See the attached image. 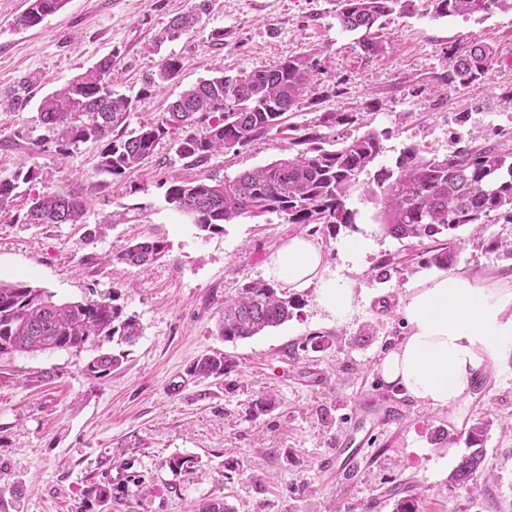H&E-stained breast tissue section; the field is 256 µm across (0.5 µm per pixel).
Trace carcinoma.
Returning <instances> with one entry per match:
<instances>
[{
  "label": "carcinoma",
  "mask_w": 512,
  "mask_h": 512,
  "mask_svg": "<svg viewBox=\"0 0 512 512\" xmlns=\"http://www.w3.org/2000/svg\"><path fill=\"white\" fill-rule=\"evenodd\" d=\"M208 0L177 18L158 38L157 44L177 37L202 20ZM438 17H467L487 13L506 0H433ZM66 4V0H28L16 18L20 28H30ZM414 10L413 0H336V19L346 32L370 33L381 20ZM496 54L489 44H472L452 53L448 73L436 81L477 91L486 90V77ZM181 65L174 56L160 64V83L177 78ZM310 54L299 53L270 66L235 76L224 74L204 79L184 90L158 119L136 130L127 118L134 100L112 89V57L101 59L83 74L46 96L39 106V121L47 136L31 152L50 142L60 156L88 141L101 143L98 171L112 177L135 173L153 155L158 140L201 125L204 134L178 140L177 151L197 162L218 152L245 147L263 136L287 134L288 152L233 179L207 178L173 181L166 200L188 215L203 232L219 233L235 219L278 213L290 224H324L334 228L350 224L347 207L360 175L383 151L384 134L367 131L345 140L333 149L322 146V137L304 125H284V115L301 107L313 80ZM40 166L26 159L12 175L0 178V210L15 204L20 187L36 181ZM373 182L379 190L381 229L398 240L448 238V246L419 254L422 264L447 270L459 257L454 232L474 227L477 247L500 251L512 259V242L484 237L485 219L496 214L512 223V144L483 138L476 146L460 147L444 157L425 158L414 147L401 153L395 168H381ZM84 199L62 189L32 198L23 213L24 224H79ZM166 249L158 238L128 243L112 256V262L129 267L144 266ZM118 292L102 294L89 290L80 301L56 302L47 291L24 281L0 282V362L15 356L43 352L93 351L84 365L95 379L108 377L119 368L125 354L104 352L113 340L135 344L143 328L138 319L125 314ZM298 300L271 284L255 279L245 283L236 296L224 300L219 334L226 341L244 340L277 327L293 317ZM224 354L212 352L197 358L189 369L199 380L219 379L228 373ZM491 421L482 419L464 431L468 452L448 474V483L466 487L478 484L485 474L483 441ZM168 468L191 478L203 472L195 457L173 456Z\"/></svg>",
  "instance_id": "cac0c4a2"
}]
</instances>
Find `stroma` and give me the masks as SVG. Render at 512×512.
Here are the masks:
<instances>
[{
  "label": "stroma",
  "instance_id": "35a3bbf8",
  "mask_svg": "<svg viewBox=\"0 0 512 512\" xmlns=\"http://www.w3.org/2000/svg\"><path fill=\"white\" fill-rule=\"evenodd\" d=\"M198 0H67L37 26L16 18L25 0H0V102L13 96L23 106L0 105V177L26 159L43 133L40 101L103 57H112L114 88L135 101L127 124L155 121L186 88L218 73L249 72L306 52L318 66L311 89L291 123L319 126L335 144L373 130L384 136L376 167H394L409 147L442 157L467 143L470 131L512 137V6L466 18L434 15L431 0L391 17L379 32L384 49L365 58L358 34L336 22V0H208L202 23L178 38L156 44L168 22ZM224 32L223 44L211 39ZM473 43L495 47L487 75L489 96L460 87H437L454 50ZM179 57L176 80L154 85L163 56ZM378 109H370L372 101ZM325 112L350 113L353 123L320 127ZM288 146L271 133L237 151L204 162L178 155L176 139L158 141L149 162L129 176L97 170L100 144L86 142L58 157L46 145L35 160L42 178L24 185L14 208L0 211V281H25L60 301H79L89 290L118 292L126 314L143 335L128 347L121 367L102 380L87 376L86 352L57 351L0 363V485L15 484L19 499L0 496V512H197L202 501L229 512H394L389 490L403 484L419 512H512V335L500 337L498 358L482 388L458 403L430 409L410 404L390 432L370 442L373 457L342 485L324 482L321 459L336 449L337 435L354 407L372 414L401 390L378 371L384 354L404 340L400 313L410 283L433 274L419 262L390 269L377 279L380 260L414 254L416 242L378 234L353 273L359 292L352 318L327 321L314 288L298 291L291 320L258 336L234 342L216 334L226 297L264 276V266L294 235L308 237L331 263L362 225L376 221L372 172L347 202L353 223L290 224L277 213L239 217L223 232L200 231L165 199L172 176L231 179L280 158ZM63 189L80 193L85 211L78 224H22L18 218L37 194ZM123 214L109 223L112 212ZM461 260L457 273L479 266L489 277L512 276V261L474 249L471 229L456 230ZM163 239L156 261L114 269L110 256L130 241ZM374 325L377 336L365 340ZM324 339L313 347L312 337ZM220 352L233 367L223 378L200 381L188 373L202 354ZM50 370L52 383H32L29 373ZM270 394L274 407L253 412L254 400ZM489 417L484 443L489 477L477 492L448 485L466 451L464 440L436 445L438 429L464 430ZM199 458L200 481L173 475L175 456ZM240 461L237 471L224 467ZM142 490L124 494L129 476ZM109 498L100 501V490Z\"/></svg>",
  "mask_w": 512,
  "mask_h": 512
}]
</instances>
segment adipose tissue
<instances>
[{"label": "adipose tissue", "mask_w": 512, "mask_h": 512, "mask_svg": "<svg viewBox=\"0 0 512 512\" xmlns=\"http://www.w3.org/2000/svg\"><path fill=\"white\" fill-rule=\"evenodd\" d=\"M264 273L288 289L315 287L331 323L349 321L357 307L355 279L307 237L284 242ZM401 311L408 332L380 375L418 404L445 407L469 396L476 375L495 363L499 337L512 334V278L441 273L408 288Z\"/></svg>", "instance_id": "obj_1"}]
</instances>
